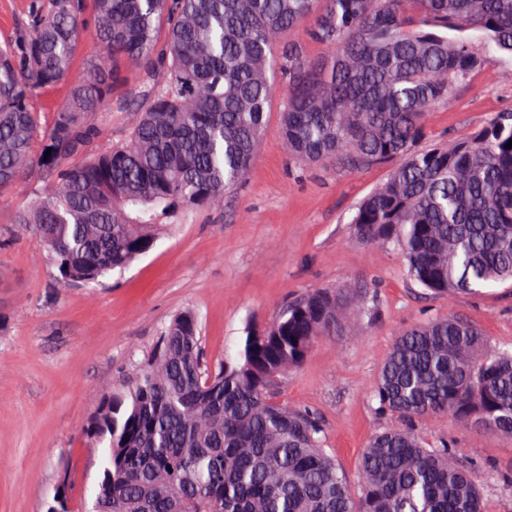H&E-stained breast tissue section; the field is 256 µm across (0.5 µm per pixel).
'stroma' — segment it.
I'll use <instances>...</instances> for the list:
<instances>
[{
  "label": "stroma",
  "instance_id": "35a3bbf8",
  "mask_svg": "<svg viewBox=\"0 0 512 512\" xmlns=\"http://www.w3.org/2000/svg\"><path fill=\"white\" fill-rule=\"evenodd\" d=\"M468 37L486 62L428 113L422 147L512 112V56L488 48L480 33ZM286 102L280 74L259 149L223 210L204 208L192 223L174 226L106 286L61 287L37 237H0V512H47L65 470L70 512H83L101 451L87 444L82 427L101 394L144 361L183 310L197 314L212 365L237 354L250 322L272 321L306 289L360 288L369 315L355 318L352 335L320 338L278 394L281 403L319 414L326 448L353 484L370 437L395 422L377 412L372 392L402 330L453 313L493 346L512 349V289L430 297L411 284L398 250L355 239L354 208L387 168L349 173L327 160L289 158L279 127ZM418 429L429 443L453 444L487 512H512L504 488L511 438L468 431L448 417Z\"/></svg>",
  "mask_w": 512,
  "mask_h": 512
}]
</instances>
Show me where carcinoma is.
<instances>
[{
  "label": "carcinoma",
  "instance_id": "obj_1",
  "mask_svg": "<svg viewBox=\"0 0 512 512\" xmlns=\"http://www.w3.org/2000/svg\"><path fill=\"white\" fill-rule=\"evenodd\" d=\"M93 4L96 50L44 124L36 101L67 79L87 0H37L0 42V188L25 179L32 194L11 233L39 238L60 283L98 285L198 209L222 208L258 150L277 67L290 156L349 172L393 164L355 208L356 239L399 249L435 295L512 282V113L418 147L427 113L484 64L465 32L512 54V0ZM307 20L332 49L320 63L274 43ZM114 112L127 132L107 143ZM357 299L355 286L310 288L211 367L196 314L174 315L83 426L103 449L89 512H485L452 445L428 447L415 429L449 415L512 437V351L479 327L450 316L400 334L374 390L398 425L369 441L358 496L318 414L276 401L319 338L351 331Z\"/></svg>",
  "mask_w": 512,
  "mask_h": 512
}]
</instances>
